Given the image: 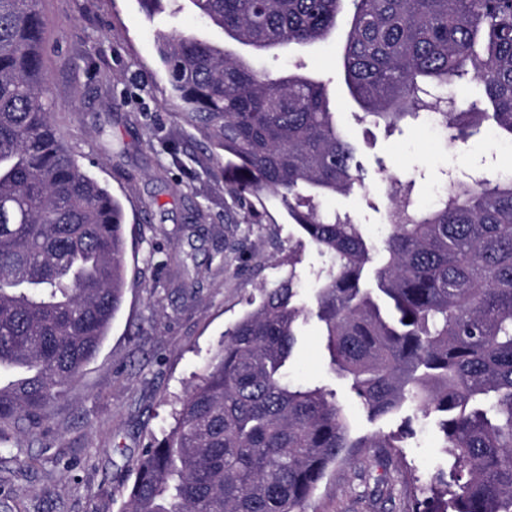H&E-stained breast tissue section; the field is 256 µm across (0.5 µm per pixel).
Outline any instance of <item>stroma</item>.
<instances>
[{
    "label": "stroma",
    "instance_id": "1",
    "mask_svg": "<svg viewBox=\"0 0 512 512\" xmlns=\"http://www.w3.org/2000/svg\"><path fill=\"white\" fill-rule=\"evenodd\" d=\"M41 10L58 134L76 155L96 160L94 175L123 206L126 290L100 352L51 402L40 427L0 440V490L13 512H121L129 461L169 432L174 408L200 381L225 329L259 302L262 288L290 273L302 301L314 307L317 275L329 259L302 243L299 227L274 197L256 202L262 218L252 223L225 190L223 158L180 115L156 53L158 35L176 28L220 39L191 5L150 17L137 0H41ZM346 30L338 24L324 43L257 63L284 71L300 62L328 83L365 186L328 196L322 205L360 224L370 245L362 283L372 288L394 181H414V194L426 205L449 176L512 158V149H496L479 136L447 142L428 131L422 116L394 130L365 120L344 83ZM291 252L297 260L285 264ZM290 378L334 390L354 435L398 425L370 419L348 382L331 372L316 318L300 329ZM413 428L399 457L384 462L357 452L330 469L306 512H385L364 495L381 471L396 480L408 470L425 479L447 467L434 420H417Z\"/></svg>",
    "mask_w": 512,
    "mask_h": 512
}]
</instances>
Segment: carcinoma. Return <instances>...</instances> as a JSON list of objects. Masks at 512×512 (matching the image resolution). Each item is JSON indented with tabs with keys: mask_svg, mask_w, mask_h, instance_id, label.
Here are the masks:
<instances>
[{
	"mask_svg": "<svg viewBox=\"0 0 512 512\" xmlns=\"http://www.w3.org/2000/svg\"><path fill=\"white\" fill-rule=\"evenodd\" d=\"M345 1L344 82L364 117L395 127L428 112L452 142L485 126L512 141V0H189L260 52L326 40ZM38 2L0 0V370L13 372L0 437L42 423L125 293L123 208L56 133ZM156 48L182 115L224 152L227 193L281 197L328 255L315 302L331 371L373 419L437 420L451 461L404 475L402 512H512V175L450 178L425 207L396 182L378 288H364L360 225L322 208L364 187L326 83L178 30ZM469 84L475 98L448 95ZM298 296L290 273L224 331L169 433L133 460L122 512H305L352 449L400 454L411 417L357 437L334 391L288 380Z\"/></svg>",
	"mask_w": 512,
	"mask_h": 512,
	"instance_id": "1",
	"label": "carcinoma"
}]
</instances>
